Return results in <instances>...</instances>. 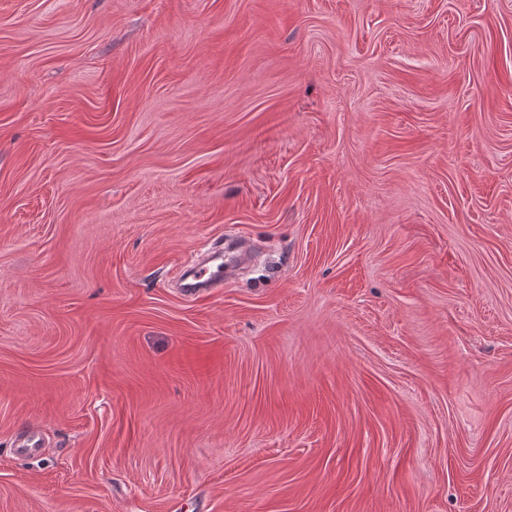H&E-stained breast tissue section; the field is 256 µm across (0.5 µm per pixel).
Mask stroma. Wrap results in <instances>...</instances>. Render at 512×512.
<instances>
[{
  "label": "stroma",
  "mask_w": 512,
  "mask_h": 512,
  "mask_svg": "<svg viewBox=\"0 0 512 512\" xmlns=\"http://www.w3.org/2000/svg\"><path fill=\"white\" fill-rule=\"evenodd\" d=\"M0 512H512V0H0ZM205 267H192L184 280L191 279L190 282L184 284L182 293L184 296L193 297L198 296L207 288H212L217 284H222L224 279V254L223 252L213 254Z\"/></svg>",
  "instance_id": "stroma-1"
}]
</instances>
